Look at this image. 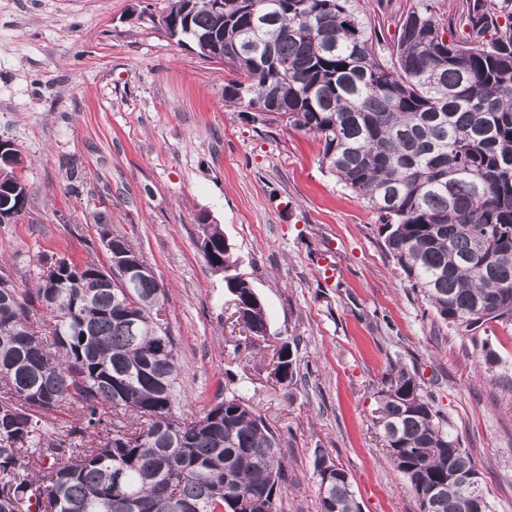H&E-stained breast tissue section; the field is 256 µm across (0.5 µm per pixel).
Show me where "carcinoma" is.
<instances>
[{
    "mask_svg": "<svg viewBox=\"0 0 512 512\" xmlns=\"http://www.w3.org/2000/svg\"><path fill=\"white\" fill-rule=\"evenodd\" d=\"M171 0L177 40L217 33L224 101L262 126L282 124L322 145L320 162L373 211L393 259L436 318L466 335L512 325V0H465L449 39L427 0H415L386 46L357 0ZM278 96L280 116L257 120ZM15 169L0 164V207L21 214ZM210 268L224 270L237 321L267 335V313L224 234L209 228ZM101 266L59 259L21 294L0 277V512H279L275 431L235 393L195 418L176 415L178 355L158 315L150 275L132 296ZM41 307L52 343L31 321ZM68 318L57 320L60 310ZM284 386L297 382L285 354ZM381 391L396 433L389 463L420 512H492L471 505L452 470L476 468L404 369ZM65 412L48 435L43 418ZM123 419L107 422L104 415ZM319 482L322 512H360L348 476Z\"/></svg>",
    "mask_w": 512,
    "mask_h": 512,
    "instance_id": "1",
    "label": "carcinoma"
}]
</instances>
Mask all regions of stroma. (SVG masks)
Listing matches in <instances>:
<instances>
[{
    "label": "stroma",
    "mask_w": 512,
    "mask_h": 512,
    "mask_svg": "<svg viewBox=\"0 0 512 512\" xmlns=\"http://www.w3.org/2000/svg\"><path fill=\"white\" fill-rule=\"evenodd\" d=\"M411 2L360 8L390 43ZM169 4L0 0V140L19 150L28 192L0 224V270L31 290L55 260L107 264L103 230L125 236L165 290L182 413L202 415L224 388L248 401L279 438L280 512H321L319 450L361 512H420L382 450L380 392L400 368L475 460L493 512H512V328L494 326L485 349L441 324L375 214L322 169L318 140L225 105L228 67L165 35ZM204 221L264 303L266 339L237 324L198 245ZM284 343L299 371L288 388L272 377Z\"/></svg>",
    "instance_id": "35a3bbf8"
}]
</instances>
